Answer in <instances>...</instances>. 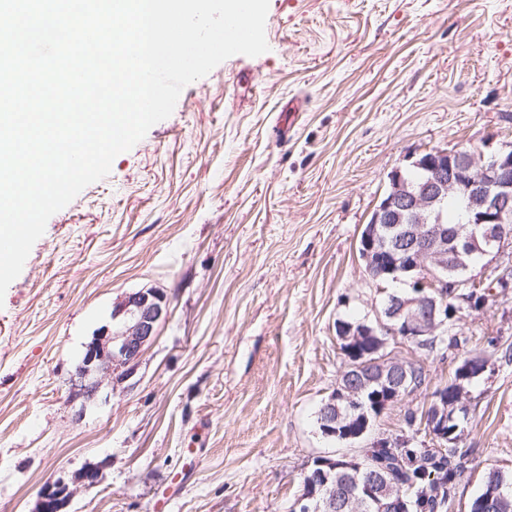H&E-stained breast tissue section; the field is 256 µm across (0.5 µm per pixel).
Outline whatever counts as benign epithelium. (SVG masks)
Here are the masks:
<instances>
[{
    "label": "benign epithelium",
    "instance_id": "1",
    "mask_svg": "<svg viewBox=\"0 0 512 512\" xmlns=\"http://www.w3.org/2000/svg\"><path fill=\"white\" fill-rule=\"evenodd\" d=\"M407 162L408 167L421 170L424 178L414 183L406 178V169L391 171L388 189L372 212L361 244L364 271L370 280L377 282L386 274L401 273L413 295L391 297L373 320L337 326L340 339L351 347L369 338L372 353L386 348L381 332L416 344L440 336L448 323L459 320L463 305L469 303L460 295L457 305L448 306V290L457 292L463 284H481L467 275L471 255H500L505 243L512 240L506 229L512 222V142H503L488 153L459 149L415 152ZM450 196L461 200L465 212V223L457 226L452 239L438 213L440 204ZM120 312L126 320L119 331H103L86 344L82 376H110L119 370L128 375L167 314L166 297L152 288L139 291L125 299ZM478 364L480 361L470 360L458 371L454 386L457 401H463L464 381ZM372 365L374 368L360 377L350 371L352 365H347L344 378L350 385H337L323 407L324 435L339 436L343 441L360 439L375 418L409 394L407 362L384 355ZM371 384L379 385L382 392L374 403L359 405L362 428H343L340 404L354 401ZM424 423L428 433L441 442L461 440L458 433L463 427L448 429L446 413H426ZM343 468L335 482L340 498L331 499L333 507L355 498L348 470L359 465L354 461ZM99 478L100 466L96 465L70 480L58 477L46 482L39 493L38 512H69L77 484H95ZM362 493V500L373 501L379 512H406L400 489L382 476H373Z\"/></svg>",
    "mask_w": 512,
    "mask_h": 512
}]
</instances>
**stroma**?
I'll return each mask as SVG.
<instances>
[{"label": "stroma", "mask_w": 512, "mask_h": 512, "mask_svg": "<svg viewBox=\"0 0 512 512\" xmlns=\"http://www.w3.org/2000/svg\"><path fill=\"white\" fill-rule=\"evenodd\" d=\"M268 52L186 86L110 173L47 222L0 299V512H37L51 477L97 465L70 512H289L316 460L380 441L431 448L424 415L470 350L463 469L469 512L489 469L512 470V288L428 352L392 336L425 383L353 443L317 421L346 360L336 323L388 295L358 254L389 173L425 149L512 141V0H269ZM168 314L131 377L79 374L129 294Z\"/></svg>", "instance_id": "35a3bbf8"}]
</instances>
